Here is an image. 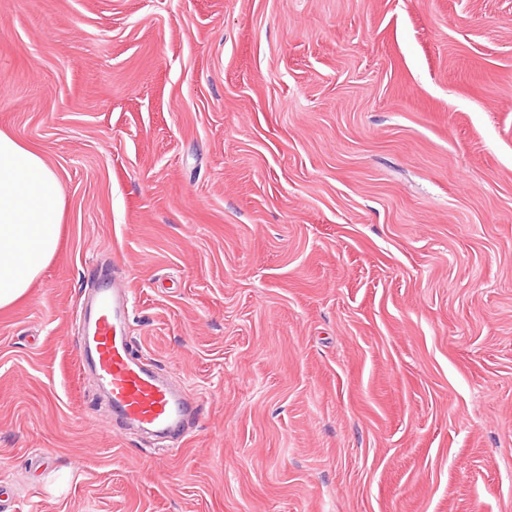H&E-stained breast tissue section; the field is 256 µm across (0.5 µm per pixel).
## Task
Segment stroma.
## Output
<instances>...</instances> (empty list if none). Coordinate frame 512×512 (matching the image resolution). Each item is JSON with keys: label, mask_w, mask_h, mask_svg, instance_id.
Instances as JSON below:
<instances>
[{"label": "stroma", "mask_w": 512, "mask_h": 512, "mask_svg": "<svg viewBox=\"0 0 512 512\" xmlns=\"http://www.w3.org/2000/svg\"><path fill=\"white\" fill-rule=\"evenodd\" d=\"M64 197L0 308V512H512V0H0ZM199 406L124 426L84 298Z\"/></svg>", "instance_id": "obj_1"}]
</instances>
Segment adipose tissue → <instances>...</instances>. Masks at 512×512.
Returning <instances> with one entry per match:
<instances>
[{
	"instance_id": "obj_1",
	"label": "adipose tissue",
	"mask_w": 512,
	"mask_h": 512,
	"mask_svg": "<svg viewBox=\"0 0 512 512\" xmlns=\"http://www.w3.org/2000/svg\"><path fill=\"white\" fill-rule=\"evenodd\" d=\"M63 209L44 159L0 131V308L24 296L53 258Z\"/></svg>"
}]
</instances>
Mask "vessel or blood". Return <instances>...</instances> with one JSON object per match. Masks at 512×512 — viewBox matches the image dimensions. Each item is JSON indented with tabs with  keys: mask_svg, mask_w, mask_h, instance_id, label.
Here are the masks:
<instances>
[{
	"mask_svg": "<svg viewBox=\"0 0 512 512\" xmlns=\"http://www.w3.org/2000/svg\"><path fill=\"white\" fill-rule=\"evenodd\" d=\"M128 302L127 289L118 284L97 289L89 330L80 338V359L105 389L115 412L164 433L181 421L186 402L131 356Z\"/></svg>",
	"mask_w": 512,
	"mask_h": 512,
	"instance_id": "1",
	"label": "vessel or blood"
}]
</instances>
